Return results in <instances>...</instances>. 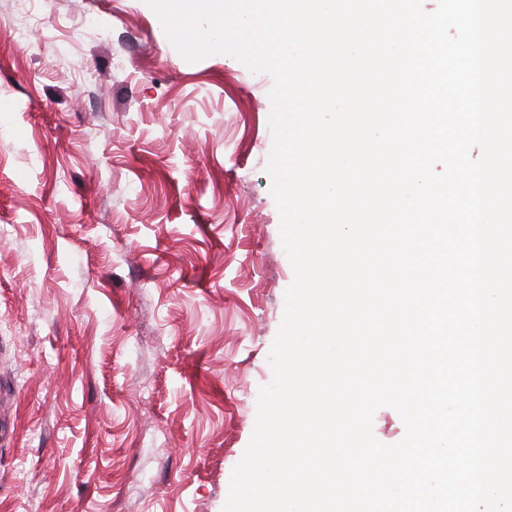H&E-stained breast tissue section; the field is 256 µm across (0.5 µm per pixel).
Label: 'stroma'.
<instances>
[{"mask_svg":"<svg viewBox=\"0 0 512 512\" xmlns=\"http://www.w3.org/2000/svg\"><path fill=\"white\" fill-rule=\"evenodd\" d=\"M273 84L144 0H0V512H222L294 279Z\"/></svg>","mask_w":512,"mask_h":512,"instance_id":"obj_1","label":"stroma"}]
</instances>
